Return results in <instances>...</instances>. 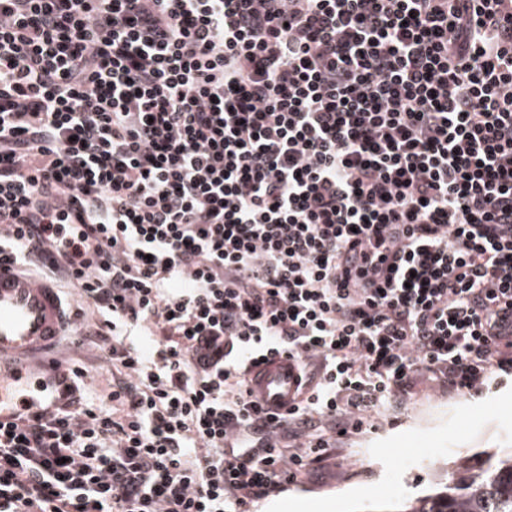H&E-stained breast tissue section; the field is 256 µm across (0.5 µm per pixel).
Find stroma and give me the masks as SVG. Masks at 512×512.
I'll use <instances>...</instances> for the list:
<instances>
[{
  "label": "stroma",
  "instance_id": "obj_1",
  "mask_svg": "<svg viewBox=\"0 0 512 512\" xmlns=\"http://www.w3.org/2000/svg\"><path fill=\"white\" fill-rule=\"evenodd\" d=\"M512 446V377H492L478 397L438 383L415 389L405 409L366 418L361 432L337 439L301 482L258 504L260 512H371L427 490L459 451L486 459Z\"/></svg>",
  "mask_w": 512,
  "mask_h": 512
}]
</instances>
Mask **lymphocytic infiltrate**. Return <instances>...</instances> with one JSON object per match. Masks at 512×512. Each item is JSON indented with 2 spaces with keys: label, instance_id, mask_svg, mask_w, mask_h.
<instances>
[{
  "label": "lymphocytic infiltrate",
  "instance_id": "f902f5d3",
  "mask_svg": "<svg viewBox=\"0 0 512 512\" xmlns=\"http://www.w3.org/2000/svg\"><path fill=\"white\" fill-rule=\"evenodd\" d=\"M0 262L116 371L0 422V512H248L512 374V0H0ZM298 375L297 363L285 354L249 363L251 400L268 414L286 415L298 399Z\"/></svg>",
  "mask_w": 512,
  "mask_h": 512
}]
</instances>
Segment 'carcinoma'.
Instances as JSON below:
<instances>
[{"mask_svg":"<svg viewBox=\"0 0 512 512\" xmlns=\"http://www.w3.org/2000/svg\"><path fill=\"white\" fill-rule=\"evenodd\" d=\"M449 475L447 483L392 512H512V448H500L481 463L461 455Z\"/></svg>","mask_w":512,"mask_h":512,"instance_id":"carcinoma-1","label":"carcinoma"}]
</instances>
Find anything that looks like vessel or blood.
Segmentation results:
<instances>
[{"instance_id":"obj_1","label":"vessel or blood","mask_w":512,"mask_h":512,"mask_svg":"<svg viewBox=\"0 0 512 512\" xmlns=\"http://www.w3.org/2000/svg\"><path fill=\"white\" fill-rule=\"evenodd\" d=\"M76 320V307H65L53 284L0 264V421L57 397L58 349ZM298 375L284 354L249 364L252 401L266 413L287 414L298 399Z\"/></svg>"}]
</instances>
